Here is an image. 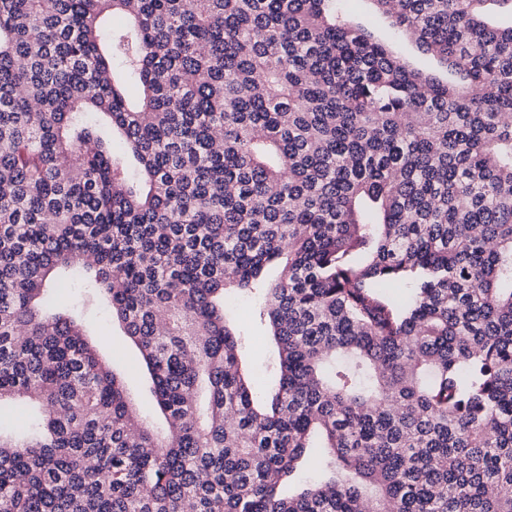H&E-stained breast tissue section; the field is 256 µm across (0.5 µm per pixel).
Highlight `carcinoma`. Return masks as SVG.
I'll list each match as a JSON object with an SVG mask.
<instances>
[{
    "label": "carcinoma",
    "mask_w": 512,
    "mask_h": 512,
    "mask_svg": "<svg viewBox=\"0 0 512 512\" xmlns=\"http://www.w3.org/2000/svg\"><path fill=\"white\" fill-rule=\"evenodd\" d=\"M372 2L457 80L341 0H0V512H512V0ZM342 3L355 25L371 32L411 65L442 80L448 79V73L436 59L422 56L409 39L394 34L387 20L376 11L370 0H343ZM53 300L59 309H78L82 314L84 327L96 342L106 360L115 372L126 382L129 396L143 408L152 405L151 381L141 367L137 351L128 343L120 329L100 303L85 304L83 292L69 284L68 288H53ZM249 307L247 304L242 303L239 306V318L247 328H249V346L247 350V358L250 367L253 371L258 385L263 386L264 382L272 370L273 366V347L268 337L264 336V331L261 327L254 325L252 320H248Z\"/></svg>",
    "instance_id": "cac0c4a2"
}]
</instances>
